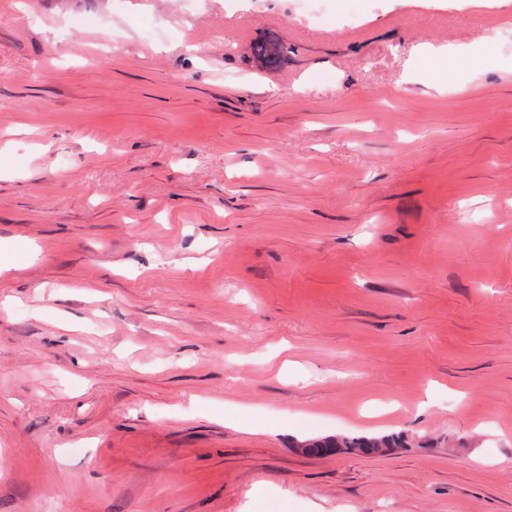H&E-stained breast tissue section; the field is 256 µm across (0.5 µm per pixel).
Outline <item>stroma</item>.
<instances>
[{
    "label": "stroma",
    "instance_id": "35a3bbf8",
    "mask_svg": "<svg viewBox=\"0 0 512 512\" xmlns=\"http://www.w3.org/2000/svg\"><path fill=\"white\" fill-rule=\"evenodd\" d=\"M511 27L0 0V512H512ZM257 59L267 66L277 64L285 52L283 45L272 40H259L253 45ZM387 447L388 442L376 441V440H347V439H336V440H328L322 443L314 445L312 448H306L310 451L317 453H327L336 448H345V449H362V450H378L382 446Z\"/></svg>",
    "mask_w": 512,
    "mask_h": 512
}]
</instances>
